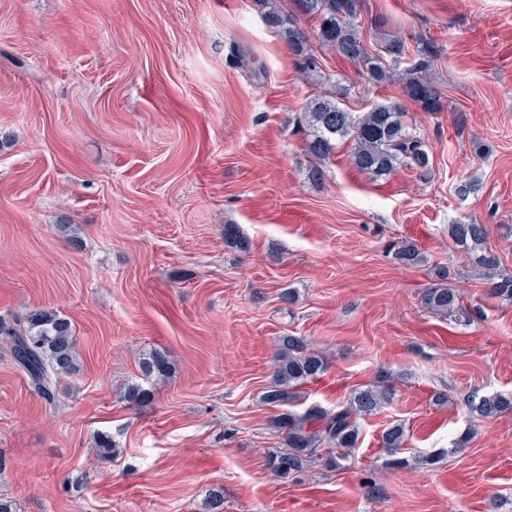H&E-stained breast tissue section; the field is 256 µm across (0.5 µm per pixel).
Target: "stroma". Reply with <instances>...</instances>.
<instances>
[{
  "mask_svg": "<svg viewBox=\"0 0 512 512\" xmlns=\"http://www.w3.org/2000/svg\"><path fill=\"white\" fill-rule=\"evenodd\" d=\"M264 0H0V320L55 310L81 368L41 398L0 340V498L15 512H512V302L449 224L489 228L512 272V0H360L366 39L435 41L444 108L406 103L430 173L374 179L336 144L313 180L303 114L318 94L365 112L399 96L318 47L304 72ZM479 189L461 197L468 181ZM78 229L69 237L62 225ZM237 225L240 240H224ZM424 257L401 265L403 240ZM447 268L462 323L421 298ZM292 300H285V293ZM327 363L297 387L332 412L388 376L341 467L281 478L264 401L280 337ZM165 352L151 403L120 398ZM402 425L388 454L382 433ZM106 433L118 453L97 456Z\"/></svg>",
  "mask_w": 512,
  "mask_h": 512,
  "instance_id": "35a3bbf8",
  "label": "stroma"
}]
</instances>
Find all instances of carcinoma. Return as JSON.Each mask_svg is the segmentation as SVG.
<instances>
[{
    "instance_id": "1",
    "label": "carcinoma",
    "mask_w": 512,
    "mask_h": 512,
    "mask_svg": "<svg viewBox=\"0 0 512 512\" xmlns=\"http://www.w3.org/2000/svg\"><path fill=\"white\" fill-rule=\"evenodd\" d=\"M300 14L318 23L317 37L322 46L363 65L370 81L380 86L396 84L403 97L424 112L443 110L441 92L433 80V70L439 48L434 43L421 42L410 48L399 37H391L381 45H373L358 34L354 23L357 0H297ZM266 24L278 30L293 52L301 58L304 69L317 68L315 56L305 33L295 20L284 15L271 0L264 16ZM403 102L395 99L376 103L366 112H349L336 100L322 95L314 96L308 104L309 134L307 152L318 161L310 169L314 180L325 176L323 164L330 159L339 140L352 139V162L361 171L375 178H386L400 168L426 175L430 170L429 153L421 138L407 130L400 115ZM489 229L476 221L448 225L449 236L468 249L472 263L490 281L492 293L512 300V273L500 268L498 257L482 249ZM402 264L416 266L422 261L417 246L402 242L395 251ZM448 269L440 268V282L427 288L422 302L427 309L459 322L471 320V314L460 293L444 284ZM20 327L5 326L0 322V335L9 342L15 361L23 369L31 384L48 401H54L58 380L79 371L77 342L70 320L55 310H38L16 319ZM274 389L265 400L270 404L288 405L293 389L317 379L325 370L323 358L306 349L298 336L279 339L274 357ZM145 376H164L169 372L165 354L153 352L142 362ZM152 397L151 391L135 382L127 385L122 400L140 406ZM390 399V390L384 381L357 392L350 403L327 412L311 407L302 414L286 411L273 424L284 436V447L271 453L267 465L279 477L299 472L309 458L320 450L326 451L325 464L340 467L346 451L355 447L359 436L357 418L373 413ZM478 410L482 417L493 418L512 411V396L497 395L481 401ZM404 441L400 425L388 428L382 443L394 453Z\"/></svg>"
}]
</instances>
